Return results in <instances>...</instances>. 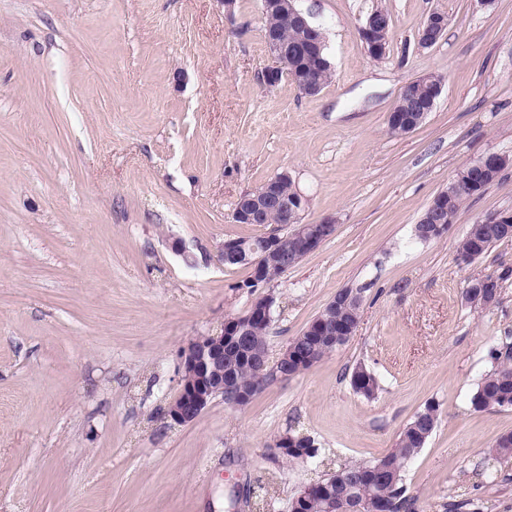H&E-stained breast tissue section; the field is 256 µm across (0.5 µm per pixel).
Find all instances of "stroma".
Instances as JSON below:
<instances>
[{
	"label": "stroma",
	"mask_w": 512,
	"mask_h": 512,
	"mask_svg": "<svg viewBox=\"0 0 512 512\" xmlns=\"http://www.w3.org/2000/svg\"><path fill=\"white\" fill-rule=\"evenodd\" d=\"M334 76L315 95L269 88L261 0H0V512H288L299 490L394 448L427 404L439 421L405 472L411 512L471 498L512 512V461H488L512 407L474 411L489 351L512 337V280L489 311L472 277L512 267V239L466 263L469 224L512 210V166L442 238L414 226L465 164L512 154V0H298ZM392 29L373 60L357 28ZM442 13L430 48L417 34ZM447 82L425 122L391 135L406 84ZM288 172L303 219L335 234L269 286L278 356L340 290L350 339L250 404L194 422L164 410L180 352L242 314L247 268H224L238 196ZM180 240L183 253L171 248ZM374 372V399L349 374ZM317 458L274 455L287 429ZM446 28L445 17L438 12L429 14L421 24L419 29V43L422 47H432L438 41Z\"/></svg>",
	"instance_id": "obj_1"
}]
</instances>
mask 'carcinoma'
<instances>
[{
  "label": "carcinoma",
  "mask_w": 512,
  "mask_h": 512,
  "mask_svg": "<svg viewBox=\"0 0 512 512\" xmlns=\"http://www.w3.org/2000/svg\"><path fill=\"white\" fill-rule=\"evenodd\" d=\"M263 30H272L291 47L303 43L302 32L293 28L288 20L270 12L263 17ZM500 241L495 225H486L484 236L477 242L464 237L459 252L466 257L472 253L485 255ZM361 308L351 301H341L336 306L326 305L312 321V329L322 326L336 327L341 331L345 325H357ZM349 340L347 336H296L290 342L296 359L292 363L293 374L310 370L326 356ZM491 369L484 375L471 399L476 411L496 407H512V356L501 354V348L490 351ZM234 385L242 395L253 398L272 378L260 366L247 360L236 361L233 368ZM353 391L365 399H372L378 391L376 377L363 365L353 368L350 375ZM439 420V408L428 404L418 411L400 431L395 448L387 455L372 461L348 464L333 474L321 479L313 489V496L305 501L292 498L299 512H347L348 507L360 510L366 505L377 512H403L409 506L405 496L404 474L408 464L419 454L431 438ZM489 456L497 461L512 459V432L503 434L491 446ZM319 455L315 440L288 448V460L300 461L301 457L313 459Z\"/></svg>",
  "instance_id": "cac0c4a2"
}]
</instances>
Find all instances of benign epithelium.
Masks as SVG:
<instances>
[{
  "instance_id": "7a95c632",
  "label": "benign epithelium",
  "mask_w": 512,
  "mask_h": 512,
  "mask_svg": "<svg viewBox=\"0 0 512 512\" xmlns=\"http://www.w3.org/2000/svg\"><path fill=\"white\" fill-rule=\"evenodd\" d=\"M264 5L288 13L297 25L311 31L315 39L307 41L299 49L290 50L277 34H269L267 46L274 65L262 71L263 83L274 87L286 79L294 82L307 95L319 93L321 85L311 79L310 71L316 61L313 45L325 40L323 31L314 25L310 14L297 7L296 0H278L274 4L266 0ZM445 28L446 19L442 14H429L419 29V43L426 48L434 46ZM387 29L388 24L377 25L372 16L358 28L367 52L379 53L385 50ZM421 79L430 84V95L425 99H413L408 109L395 104L386 115V123L393 130L403 134L414 131L436 106L445 85V76H437L431 72L421 76ZM509 165H512V155L492 151L460 168L454 180L478 179L485 188L497 181L502 170ZM288 177V172L284 171L266 183L256 195H242L236 201L232 214L235 223L264 224L267 215L275 211L279 213V224L287 232L282 235L275 231L265 233L260 247L255 244L249 247L237 238L224 240L220 261L226 268L243 263L249 266L253 275L240 288L255 295V298L244 313L225 319L218 332L191 341L181 351V381L167 408V416L175 424L184 425L194 421L218 396L225 397V404L233 409L242 406L243 396L233 391L230 386L224 385V373L218 370V367L224 366L226 346L263 369L271 368V372L280 379L291 377L285 369L290 356L288 349H283L279 359L273 364L268 361L267 353L248 350L247 337L252 335L253 325H268L273 319V295L256 294L258 289L267 287V284L258 280V269L268 267L280 275L286 273L330 238L335 233L336 224L333 219L316 224L301 222V212L306 208V201L300 195L288 198L279 191V183ZM451 193L452 189L446 188L433 198L415 224L416 237L430 241L447 233L448 199ZM487 224L497 225V233L502 238H512V211H498L478 219L468 225L465 235L476 237ZM495 287V275L475 277L468 281L467 297L471 298V302L478 301L485 309L490 310L494 307L496 298Z\"/></svg>"
}]
</instances>
